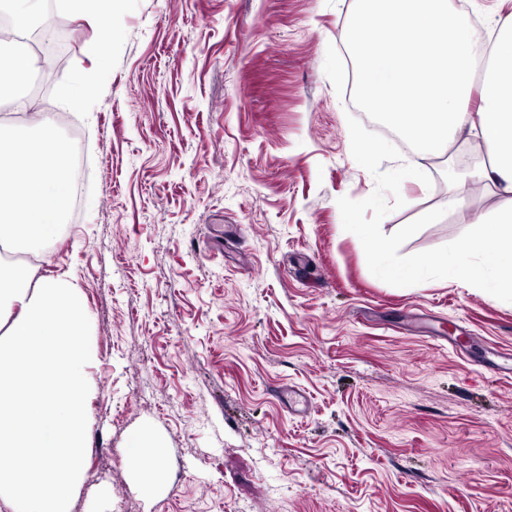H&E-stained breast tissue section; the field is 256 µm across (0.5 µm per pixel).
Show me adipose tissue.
<instances>
[{"instance_id":"1","label":"adipose tissue","mask_w":512,"mask_h":512,"mask_svg":"<svg viewBox=\"0 0 512 512\" xmlns=\"http://www.w3.org/2000/svg\"><path fill=\"white\" fill-rule=\"evenodd\" d=\"M364 45L358 96L366 110L385 113L406 131L416 151L398 167V183L414 180L425 161L444 154L453 136L481 141V179L512 195V16L496 22L490 40H474L448 0H360L348 30ZM480 93L477 116L467 103ZM0 245L47 260V244L68 214L73 177L67 150L47 117L19 125L0 162ZM359 235L379 274L411 284L435 276L463 280L512 302V207L487 220L478 233L461 237L446 252L408 263L387 257L389 246L366 228ZM83 292L72 276L39 274L37 267L0 265V456L8 465L0 480V512L18 502L34 512H58L85 469L92 383L75 329L85 323ZM67 468H60V459ZM53 497H45L46 487Z\"/></svg>"}]
</instances>
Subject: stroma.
<instances>
[{
    "mask_svg": "<svg viewBox=\"0 0 512 512\" xmlns=\"http://www.w3.org/2000/svg\"><path fill=\"white\" fill-rule=\"evenodd\" d=\"M448 8L483 42L512 0ZM357 9L112 0L98 24L43 0L70 40L31 74L51 73L42 110L80 133L88 198L41 267L74 274L88 309L91 448L67 512H512V303L382 277L357 233L405 262L508 201L465 135L393 185L410 138L363 119L358 67L339 63ZM142 433L158 487L128 458Z\"/></svg>",
    "mask_w": 512,
    "mask_h": 512,
    "instance_id": "1",
    "label": "stroma"
}]
</instances>
